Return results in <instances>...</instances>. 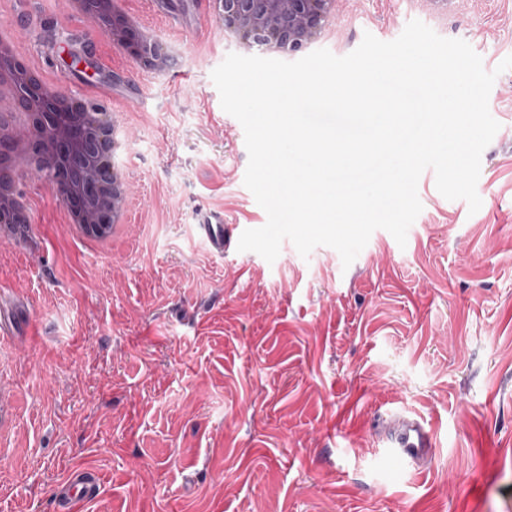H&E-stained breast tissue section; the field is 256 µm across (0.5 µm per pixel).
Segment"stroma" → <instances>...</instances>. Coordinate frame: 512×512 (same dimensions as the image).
<instances>
[{
	"label": "stroma",
	"instance_id": "35a3bbf8",
	"mask_svg": "<svg viewBox=\"0 0 512 512\" xmlns=\"http://www.w3.org/2000/svg\"><path fill=\"white\" fill-rule=\"evenodd\" d=\"M310 50L422 21L483 62L512 55V0H335ZM171 57L154 73L77 0H0V29L66 97L121 115L129 224L107 251L63 220L40 178L29 222L0 236V512H59L58 484L95 469L88 512H512V70L490 97L478 212L433 170L398 245L375 230L350 267L336 250L275 262L237 249L263 209L244 185V130L212 71L252 47L211 0H130ZM223 210V255L196 230ZM416 414L436 448L411 468L384 448Z\"/></svg>",
	"mask_w": 512,
	"mask_h": 512
}]
</instances>
